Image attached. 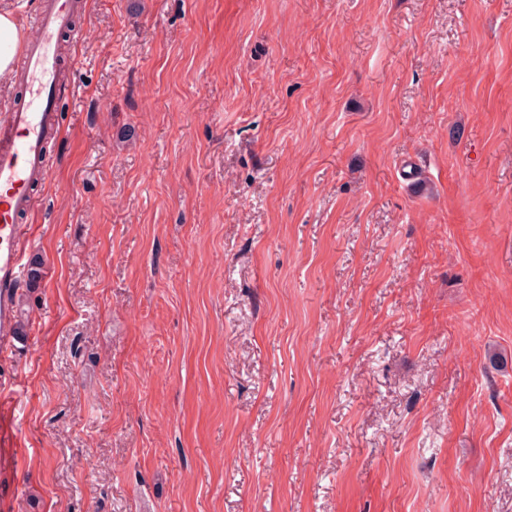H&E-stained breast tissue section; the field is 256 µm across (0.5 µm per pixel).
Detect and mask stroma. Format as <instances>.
<instances>
[{
  "label": "stroma",
  "instance_id": "obj_1",
  "mask_svg": "<svg viewBox=\"0 0 512 512\" xmlns=\"http://www.w3.org/2000/svg\"><path fill=\"white\" fill-rule=\"evenodd\" d=\"M0 512H512V0H86Z\"/></svg>",
  "mask_w": 512,
  "mask_h": 512
}]
</instances>
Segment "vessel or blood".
<instances>
[{"instance_id":"b4317fda","label":"vessel or blood","mask_w":512,"mask_h":512,"mask_svg":"<svg viewBox=\"0 0 512 512\" xmlns=\"http://www.w3.org/2000/svg\"><path fill=\"white\" fill-rule=\"evenodd\" d=\"M82 0H39L38 28L25 43L15 65L22 71L24 92L0 122V354L13 352L11 330L14 306L25 277V243L30 214L37 200L33 183L50 178L46 148L58 135L56 102L74 95L61 83L59 39L69 31Z\"/></svg>"}]
</instances>
